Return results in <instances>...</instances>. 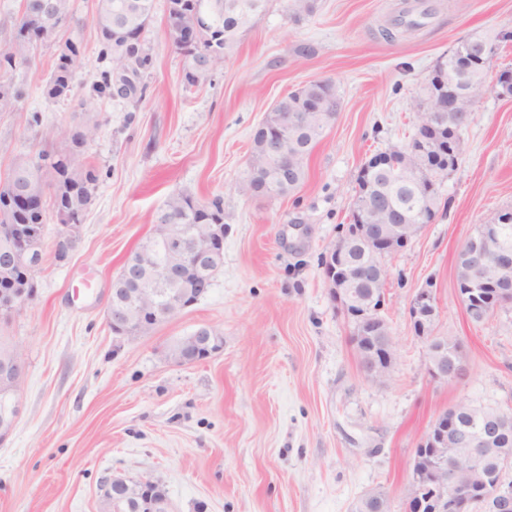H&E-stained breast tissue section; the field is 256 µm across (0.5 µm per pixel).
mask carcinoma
<instances>
[{"instance_id":"carcinoma-1","label":"carcinoma","mask_w":512,"mask_h":512,"mask_svg":"<svg viewBox=\"0 0 512 512\" xmlns=\"http://www.w3.org/2000/svg\"><path fill=\"white\" fill-rule=\"evenodd\" d=\"M269 0H166V18L168 28L191 27L204 23L213 29L214 42H204L199 46L188 48L177 46L184 57L185 80L198 85L207 80L209 74L199 73L194 68V57L205 51L217 53L213 66L220 65L237 45L243 32L267 9ZM44 0H26L25 15L36 13V24L47 29H56L72 18L73 0H55L58 17L42 10ZM155 8V0H98L93 24L97 30L101 48L98 58L108 62V69L115 70L122 63L126 53L137 54L144 63L142 76L134 84L125 87L117 101L137 105L145 97L147 77L153 64V45L148 38V31ZM285 10L295 17L310 16L317 10V0H285ZM29 30L28 21H19L12 39L0 45V56L19 58L29 67L36 59L34 49L23 36ZM505 40V33L495 36H480L460 42V47L467 52L475 46L485 44L491 54L483 57L481 65L466 69L459 57L452 55L438 62L429 77L420 86L416 99L417 112H424L429 103L439 99L447 106L432 113L430 125L423 130H416L411 144L426 145L422 156H406L408 146H395L390 149L394 155L404 158L396 169L373 167L367 161L361 167L357 177V188L349 211V221L360 223L362 217L358 211L366 195H371L381 206L373 212L375 224H427L435 216L437 207V190H428L436 185L439 178L456 168L463 153L464 134L468 125L463 124L450 131L453 125L452 113L456 112L453 100L464 96L469 90H475L480 98L489 91L486 85L487 70L492 56L497 54L500 44ZM43 42H52L55 46V59L46 84V95L50 99L61 100L71 96L76 86L77 77L84 60L71 64L68 51L77 47L85 51L82 40L76 35L64 39L57 34L43 37ZM17 69L9 63L0 65V111L19 101L23 91L15 81ZM328 98L332 100L331 108L323 112H310L305 102L310 99ZM339 100L333 81L316 79L288 93L279 99L266 120L257 128L253 137L250 158L249 180L239 187V191L269 198L284 197L293 192L303 181L307 161L314 146L323 137L326 129L335 120ZM289 113L294 117V125L288 137V150L295 153V168L288 182L282 177L269 156L264 143V134L276 130L281 114ZM77 146V140L70 141L69 148L56 154H40L38 159L47 160L46 168H37V189L53 198V205L59 223L65 218L79 220L86 213L97 182L95 169L85 156L71 157V149ZM52 174V181L43 178V170ZM156 224L192 225L203 229L205 224L224 223V203L219 197L202 203L187 191L171 194L164 207L157 213ZM486 232L499 241L512 247V209L501 211L494 224L486 227ZM434 360L449 364L464 362V353L459 344L448 339V348L434 353ZM489 409L468 407L457 413L454 425L462 430L476 432L481 428L485 415H493ZM512 466V460L490 461L483 472L474 473L462 470V477L471 482L473 508L479 512H493L494 502L486 487L494 484L503 471ZM369 507L370 512H390L389 503L381 491H371L360 499Z\"/></svg>"}]
</instances>
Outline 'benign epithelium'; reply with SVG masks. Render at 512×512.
<instances>
[{
    "label": "benign epithelium",
    "instance_id": "benign-epithelium-1",
    "mask_svg": "<svg viewBox=\"0 0 512 512\" xmlns=\"http://www.w3.org/2000/svg\"><path fill=\"white\" fill-rule=\"evenodd\" d=\"M288 117H283L279 128L271 137L270 148L279 158L283 169L293 164V158L284 151L288 144ZM35 170L27 169L8 181L4 199L8 202L22 201L35 191ZM423 225L406 227L402 224H355L346 228L342 238L328 249L323 257L321 269L323 276L332 288L333 300L346 306L352 298L344 291L342 284L358 278L380 282L386 278L387 271L383 264L373 268L357 270L351 266L348 256L349 244L355 238L360 239L382 256L395 254L402 250ZM158 235L168 245V258L162 263L155 257H148L135 250L125 259L112 284H119L117 293L122 297L136 296L141 316V325L136 329L126 327L117 308L106 311L108 324L112 332L129 339H135L167 321L185 309L193 306L209 290L211 280L187 281L186 271L191 268L209 266L217 261L224 247V225L206 224L203 232L183 228L177 232L165 226ZM46 230L45 225H38L32 230L25 224L0 225V282L6 287L0 290V309H16L24 305L31 293L16 283L18 275L24 279L33 278L44 259ZM479 253L482 262L472 269L475 284H493L501 289L505 297L512 295V286L508 284L506 273L512 269V255L504 251L495 238L484 235L478 239L469 237L460 253L467 257ZM147 270L163 287L173 290L172 300L167 308L162 309L156 300V291H144L136 283L140 272ZM384 307V294L375 295L373 305L356 314L363 327V332L352 338L358 357L364 353L371 354L370 361L364 368L366 375L375 380L386 379L394 361V344L392 337L381 335L390 331V326L381 311ZM411 318L417 337L428 343V356H433L435 347H445L446 337L433 334V327L438 313V306L433 291L425 288L413 299ZM223 337L209 326H202L180 344L176 363L193 365L203 361L221 350ZM25 360L17 345L11 343L3 346V360L0 361V386L9 391L15 400V414H20L21 404L19 389L25 374ZM428 374L432 379L444 383L459 380L460 370L448 368L442 364L430 363ZM454 414L442 412L434 425L420 443L421 447L431 449L432 462L428 474L422 478H412L407 489V510L417 512H469L472 500L469 484L458 479L456 459L453 451L466 449L465 460L473 471L481 469L484 460L492 449L486 447L499 431L498 419L489 416L485 419L480 436L469 432L452 431ZM134 484L145 492L159 489V485L150 480H135L125 475H112L101 485L100 512H118L123 501V494L129 485ZM490 496L497 499L499 512H512V483L499 480L494 483Z\"/></svg>",
    "mask_w": 512,
    "mask_h": 512
}]
</instances>
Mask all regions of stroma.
<instances>
[{
    "instance_id": "1",
    "label": "stroma",
    "mask_w": 512,
    "mask_h": 512,
    "mask_svg": "<svg viewBox=\"0 0 512 512\" xmlns=\"http://www.w3.org/2000/svg\"><path fill=\"white\" fill-rule=\"evenodd\" d=\"M96 5L74 0L68 28L86 51L71 97L43 93L49 45L24 72L16 110L0 112V179L17 154L66 149L77 126L99 125L85 148L97 183L78 242L59 255L48 214L36 292L0 315V336L26 361L21 413L0 441V512H99L100 486L114 474L158 482L171 512H351L374 489L390 512H406L413 451L440 412L468 403L512 413V304L477 324L456 288L463 244L512 208V96L493 89L512 68V44L491 62L492 89L473 106L434 219L384 259L383 315L395 339L387 379L365 375L321 258L349 222L363 163L413 135L418 84L460 41L512 31V0H319L298 21L271 0L196 86L183 80L160 6L148 89L133 111L92 90L103 68ZM410 7L431 9L425 27L394 26ZM302 45L314 55L298 56ZM315 79L333 80L340 107L304 181L284 197L240 193L254 131ZM178 191L223 198V264L195 305L139 338L117 337L106 321L112 278ZM81 278L96 282L93 295L76 291ZM426 287L438 302L435 335L463 345L461 381L427 374L410 316ZM203 325L222 336L221 351L193 365L169 360V346Z\"/></svg>"
}]
</instances>
